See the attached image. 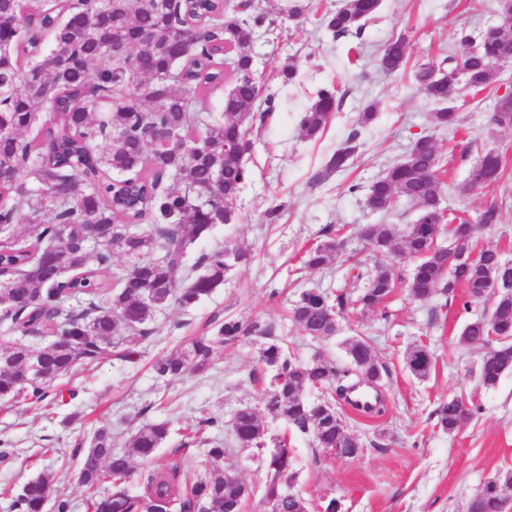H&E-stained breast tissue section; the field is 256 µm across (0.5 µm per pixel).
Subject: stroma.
<instances>
[{
	"label": "stroma",
	"instance_id": "obj_1",
	"mask_svg": "<svg viewBox=\"0 0 512 512\" xmlns=\"http://www.w3.org/2000/svg\"><path fill=\"white\" fill-rule=\"evenodd\" d=\"M497 9L498 0H381L378 14L357 37H333L311 13L278 19L274 33L257 32L255 77L272 89L276 105L251 134L250 178L232 204L234 222L216 225L193 248L197 254L218 246L242 248L249 263L230 270L223 285L193 307L173 304L158 312L153 335L135 345L131 357L110 354L94 365H77L54 383L42 403L0 401V442L12 450L0 460V512H11L22 485L45 472L52 477L51 499L69 501L70 512H89V495L76 480L71 450L89 444L103 425L112 431L113 447L122 450L142 421L169 422L171 433L160 456L207 474L204 446L184 440L207 414L225 420L223 427L208 431V438L234 449L232 467L256 489L245 512H268L262 495L265 473L251 452L235 450L227 425L236 408L259 402L252 377L262 369V338L226 345L204 372L174 381H160L150 369L156 359L192 337L210 334L228 318L271 328L273 338L301 361L323 354L343 363L340 340L346 336L364 337L375 351L384 374L383 415L341 408L351 434L364 446L362 455L350 461L319 457L310 437L290 440L295 488L313 506L334 498L341 512H468L486 479L512 469V373L495 387H483L475 372L478 351L458 342L469 321L490 314L494 296L470 302L458 288L420 302L400 287L385 314L346 312L339 336L326 341L305 336L288 318L302 292L352 289L353 261L373 264L360 235L363 225L412 222L413 213L404 208L389 215L370 213L363 191L404 159L421 136L436 140L445 162L439 189L446 206L470 217L489 203L502 208L503 222L480 231L477 239L479 246L496 245L512 260V128L491 121L498 96L512 88V64L500 70L495 87L478 95L459 91L454 104L460 122L451 133L434 130L430 114L436 104L414 79L419 64L457 48L459 31L477 35L495 24ZM401 36L409 44L408 63L399 73L384 75L375 59ZM292 58L298 70L287 81L281 69ZM332 86L342 97L339 109L318 136H303L304 112L317 91ZM371 103L377 106L376 120L358 127L360 112ZM354 128L360 136L347 169L313 183V175L344 147ZM482 147L502 152L505 174L497 183L461 193ZM353 183L360 185L359 193H349ZM274 204L282 205L283 212L271 224L265 213ZM330 224L341 232L343 252L324 269L305 268L306 252L320 243ZM418 343L427 345L433 357L423 380L413 377L404 362L406 350ZM452 398L462 400L469 414L458 431L448 434L437 428L434 412Z\"/></svg>",
	"mask_w": 512,
	"mask_h": 512
}]
</instances>
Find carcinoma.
Here are the masks:
<instances>
[{"label":"carcinoma","instance_id":"cac0c4a2","mask_svg":"<svg viewBox=\"0 0 512 512\" xmlns=\"http://www.w3.org/2000/svg\"><path fill=\"white\" fill-rule=\"evenodd\" d=\"M381 0H344L327 10L321 23L334 37L358 35L380 8ZM312 5L283 6L269 0L266 9L223 0H38L29 13L22 0H0V329L19 334L0 342V400L39 401L56 378L78 363H93L112 348L133 346L154 333L156 313L175 301L184 308L224 284V276L245 263L249 254L215 248L186 266L189 245L214 226L228 224L231 203L250 171L243 152L246 135L264 122L273 95H262L249 77L250 47L255 29L275 25L272 14L296 19ZM499 22L477 39L462 30L458 49L438 63L421 65L416 80L439 104L431 123L446 129L458 122L448 94L465 85L478 92L492 84L500 67L512 57V0H499ZM408 43L389 42L376 60L387 75L406 64ZM230 83L224 94L223 119L198 109L215 87ZM323 88L301 119L305 136L313 138L329 123L340 98ZM197 113L202 131L189 133V114ZM181 133L165 150L148 142L156 136ZM360 132H350L346 146L331 155L314 176L320 183L344 170ZM440 158L431 136L417 138L405 158L375 180L365 197L372 213L387 214L409 205L415 220L398 224H366L361 236L376 261L357 273L354 291L335 295L304 292L291 309L292 320L305 335L330 339L337 317L348 309L385 313L378 299L398 288L392 265L384 258L407 254L416 264L407 282L410 295L429 301L437 290L465 288L471 299L489 291L492 277L512 283V265L495 246L481 250L471 265L450 261L465 227L488 228L502 221L495 205L486 206L472 221L446 213L438 189ZM504 175L499 155L480 150L464 189L498 182ZM452 224L448 246L437 243L442 223ZM28 224L19 233L17 225ZM102 224L110 234L88 246L86 225ZM324 240L308 252L305 265L326 267L341 247L339 230L328 225ZM234 255L237 262L229 261ZM126 260L118 271L112 257ZM496 345L489 348V332ZM271 329L227 319L209 336H198L157 360L161 379L202 372L224 346L244 337H264ZM459 343L481 351L478 377L492 388L512 371V291L496 294L489 317L466 324ZM347 364L338 367L323 357L300 362L277 341L260 349L265 387L260 400L285 434L271 433L253 405L234 415L231 430L240 448L260 455L266 472L263 497L270 512H308L303 496L282 494L296 483L287 434H310L317 448H343L347 426L336 427L327 409L338 408L336 397H347L364 379L382 380L372 345L361 336L342 342ZM38 358L50 378L30 372ZM406 368L418 379L428 377L431 353L410 347ZM322 391L317 399L302 398L305 387ZM437 425L448 433L461 427L460 403L451 399L436 410ZM164 422L140 424L126 450L112 448L107 427L96 430L86 448L74 450L77 478L87 490L112 483V494L91 497L92 512H241L248 494L237 476L224 471L230 449L220 441L206 450L216 474L196 478L177 465L162 463L158 450L168 438ZM154 468L137 472L133 458ZM139 477L142 490L125 484ZM51 480L45 473L28 480L12 501L13 512H43ZM512 486V471L485 481L469 512H501L502 487Z\"/></svg>","mask_w":512,"mask_h":512}]
</instances>
